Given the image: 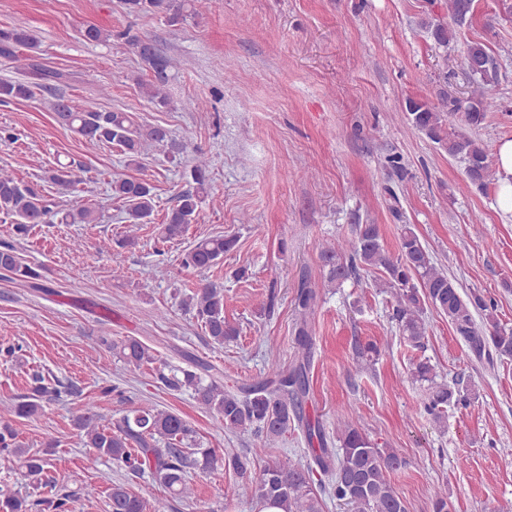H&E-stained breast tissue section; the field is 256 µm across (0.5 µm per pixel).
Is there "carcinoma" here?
<instances>
[{"label": "carcinoma", "instance_id": "obj_1", "mask_svg": "<svg viewBox=\"0 0 512 512\" xmlns=\"http://www.w3.org/2000/svg\"><path fill=\"white\" fill-rule=\"evenodd\" d=\"M122 3L130 15L158 13L173 25L198 15L203 7V0H122ZM477 10L476 0H448V14L459 26L473 20ZM426 28L441 45L446 46L455 38V30L441 19L427 21ZM126 42L150 72V78L142 84L145 96L152 103L168 104L165 88L171 79V59L150 50L145 40L128 37ZM22 48L39 50V38L25 29L0 28V58L18 63V69L27 76L25 80L0 81V101L30 100L38 91L49 94V107L59 125L89 141L118 147L128 166H140L149 146H163L172 154L180 151L166 128L144 127L131 112L74 106L56 94L63 74L30 56L21 58ZM465 63L476 84L467 98L444 96L437 106L411 98L406 102V111L412 127L445 149L448 156L463 161L469 181L482 188L491 176L487 151L480 142L452 127L450 118L458 116L475 127L483 123L487 112L494 108L487 86L496 80L497 60L484 44L473 42L467 46ZM192 161L194 187L181 192L176 204L166 212L159 230V240L163 243L186 234L207 192L209 160L197 151ZM47 180L68 194L81 192L79 185L83 183L70 164L51 170ZM110 190L111 198L124 204L123 222L131 227L117 245L133 246L136 244L134 227L153 223L154 186L144 179L115 177ZM0 214L15 219L14 235L20 239L28 236L32 226L44 224L51 217L62 224H96L99 220L98 208L76 205L62 209L54 196L22 184L6 170L0 172ZM236 244L237 239L232 236L202 238L183 253L181 265L206 271L223 261L224 254ZM322 258L328 267L327 282L334 287L361 269L379 274L376 287L391 295V319L408 347L424 348L425 314L430 308L448 318L456 338L477 360L491 365L498 360H512V329L498 321L495 302L476 291L461 295L455 281L437 266L431 252L409 225L401 229L395 254L385 249L380 225L358 224L351 238L325 244ZM42 270L43 267L27 262L15 244L0 243V271L10 274L12 279L28 288L42 289L45 287ZM318 301L315 286L302 277L294 297L297 354L292 364L285 368L273 362L264 378L232 390L224 387L209 365L197 364L193 370L176 369L157 362L150 349L135 338L99 337V345L127 366L139 369L153 365L152 377L157 387L191 392L193 399L222 430L249 432L260 445L267 447L288 431L300 429L310 447L311 461L303 463L284 456L254 477L249 455L237 454L226 459L212 448L201 447L196 430L178 414L151 407H131L112 422L94 406L87 405L73 418L76 436L90 449L87 465L94 466L108 459L123 464L133 475L149 470L168 490L169 497L178 501L194 494L188 477L191 471L208 473L227 465L241 478L239 495L262 510L270 507L281 512H323L325 500L329 499L346 504L351 512H407L389 477L401 465L398 453L392 448L379 447L349 423L336 432L333 441L322 422L307 411L315 346L309 318ZM178 306L194 313L215 344L233 341L240 334L239 325L224 315L221 283L203 281L192 293L179 299ZM412 374L416 381L428 387L423 411L435 422L446 420L449 407L467 404L469 397L461 387V380L451 385L437 381L435 367L428 359L414 362ZM73 394L72 386L59 381L50 387L38 376L32 379L29 393L13 398L0 409V454L17 458L33 483H42L44 473L52 466L51 456L58 441L47 440L41 450L23 448L13 421L35 415L46 400H60ZM99 478L110 485L111 512H165L162 502L152 503L126 485L112 482L109 472H99ZM50 493L51 496L33 502L26 497L6 495L0 498V512H72L73 494L56 489Z\"/></svg>", "mask_w": 512, "mask_h": 512}]
</instances>
